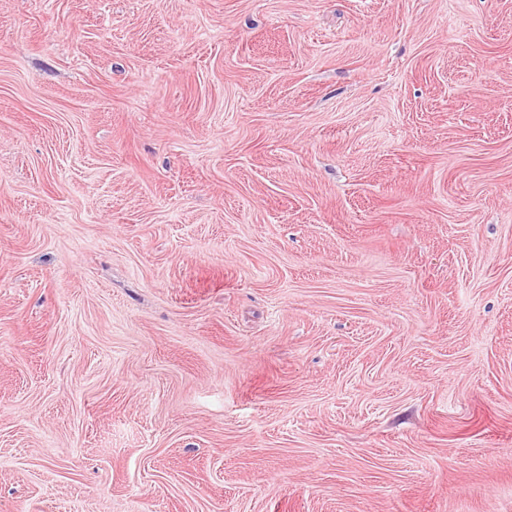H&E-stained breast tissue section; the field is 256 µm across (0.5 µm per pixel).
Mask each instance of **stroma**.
Here are the masks:
<instances>
[{
	"mask_svg": "<svg viewBox=\"0 0 512 512\" xmlns=\"http://www.w3.org/2000/svg\"><path fill=\"white\" fill-rule=\"evenodd\" d=\"M0 512H512V0H0Z\"/></svg>",
	"mask_w": 512,
	"mask_h": 512,
	"instance_id": "35a3bbf8",
	"label": "stroma"
}]
</instances>
